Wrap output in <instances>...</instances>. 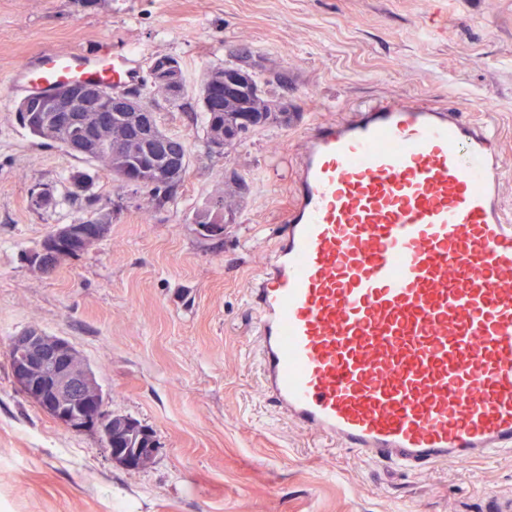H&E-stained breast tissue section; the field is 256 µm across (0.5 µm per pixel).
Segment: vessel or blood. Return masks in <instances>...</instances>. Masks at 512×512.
<instances>
[{"label":"vessel or blood","mask_w":512,"mask_h":512,"mask_svg":"<svg viewBox=\"0 0 512 512\" xmlns=\"http://www.w3.org/2000/svg\"><path fill=\"white\" fill-rule=\"evenodd\" d=\"M138 55L44 54L25 93H119ZM249 303L264 395L296 427L406 469L512 449V218L493 126L393 99L319 124Z\"/></svg>","instance_id":"b4317fda"}]
</instances>
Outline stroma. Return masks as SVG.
Returning a JSON list of instances; mask_svg holds the SVG:
<instances>
[{
  "instance_id": "obj_1",
  "label": "stroma",
  "mask_w": 512,
  "mask_h": 512,
  "mask_svg": "<svg viewBox=\"0 0 512 512\" xmlns=\"http://www.w3.org/2000/svg\"><path fill=\"white\" fill-rule=\"evenodd\" d=\"M246 43L288 70L287 127L210 150L191 113L160 104L190 165L174 201L148 205L102 162L33 138L11 77L32 55L100 44L141 62L171 55L188 87ZM392 98L490 118L512 212V0H0V512H485L512 498V453L405 471L330 447L277 413L261 388L248 296L273 250L293 159L318 123ZM248 185L224 236L196 207ZM112 218L105 237L53 274L27 257L61 224L86 217L72 172ZM49 193L51 206L30 197ZM37 327L90 365L108 410L150 429L145 468L113 462L98 431L58 426L17 388L13 336Z\"/></svg>"
}]
</instances>
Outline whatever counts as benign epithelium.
<instances>
[{
    "instance_id": "obj_1",
    "label": "benign epithelium",
    "mask_w": 512,
    "mask_h": 512,
    "mask_svg": "<svg viewBox=\"0 0 512 512\" xmlns=\"http://www.w3.org/2000/svg\"><path fill=\"white\" fill-rule=\"evenodd\" d=\"M236 52L239 55L237 68L224 74V86L200 82L199 91L218 107L224 104V96L232 94L254 71L246 48L239 46ZM148 72L152 77L170 83L176 91L188 93L183 65L170 62L158 68L153 61ZM112 107L138 114L135 139L159 141L164 145L169 167L168 171L160 174L161 179L172 184L184 176L181 160L186 142L158 132L157 113L144 98L125 93L114 97ZM19 112V121L28 126L51 123L68 131L67 150L77 154L94 151L102 126L111 120L101 105L100 93L77 85L59 88L40 111L25 104L19 107ZM108 229L109 225L98 224L92 230L82 232L74 224H61L42 242L40 249L32 253L31 262L42 274L50 275L62 259L86 251L102 239ZM9 353L13 359L15 384L26 397L66 430L81 432L95 429L101 432L113 461L129 470L139 468L141 449L131 450L112 442V421L117 415L106 409L104 400L87 393L92 384L91 373L69 341L31 327L11 340Z\"/></svg>"
}]
</instances>
